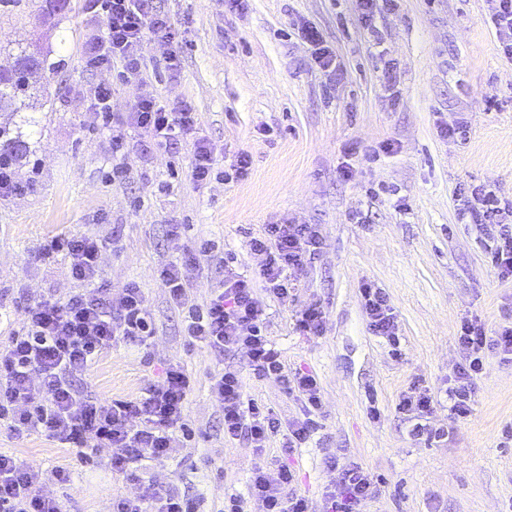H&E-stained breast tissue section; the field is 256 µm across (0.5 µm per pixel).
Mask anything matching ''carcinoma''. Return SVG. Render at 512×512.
I'll list each match as a JSON object with an SVG mask.
<instances>
[{
	"label": "carcinoma",
	"mask_w": 512,
	"mask_h": 512,
	"mask_svg": "<svg viewBox=\"0 0 512 512\" xmlns=\"http://www.w3.org/2000/svg\"><path fill=\"white\" fill-rule=\"evenodd\" d=\"M49 66L53 68L55 64L48 63L47 54L40 49H18L12 68L0 70V112H21L33 107L31 98L37 78ZM28 153L23 134L0 125V170L12 169Z\"/></svg>",
	"instance_id": "obj_1"
}]
</instances>
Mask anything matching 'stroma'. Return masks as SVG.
Listing matches in <instances>:
<instances>
[{
	"label": "stroma",
	"instance_id": "1",
	"mask_svg": "<svg viewBox=\"0 0 512 512\" xmlns=\"http://www.w3.org/2000/svg\"><path fill=\"white\" fill-rule=\"evenodd\" d=\"M155 4L180 43L173 69L144 42L151 88L161 102L190 105L229 177L194 184L188 143L161 147L135 128H123V155L113 158L91 91L110 85L119 114L138 89L118 70L87 66L106 36L89 0H69L57 24L35 4L0 15V68L13 63L8 48L18 42L40 45L60 64L42 78L36 110L0 114L21 127L35 156L15 170L18 191L0 196V346L20 329L28 304L80 287L65 253L44 255L45 245L92 235L105 245L100 284L117 293L136 283L155 336L146 350L115 344L79 387L101 400L137 395L160 385L170 363L194 383L184 414L195 437L178 459L152 468L160 489L196 498L199 512H224L256 467L272 471L286 461L295 472L290 492L324 512L338 464L354 461L377 487L364 512H512V441L504 437L512 429V363L487 353L466 420L451 419L442 401L461 359V322L480 321L491 335L512 324V279L491 265L485 228L461 212L465 192L482 183L512 200V63L499 53L486 0H398L371 29L357 0ZM305 23L331 50L334 76L300 40ZM462 117L467 136L443 138L442 128ZM241 152L250 165L235 178ZM117 162L124 178L112 176ZM268 224H314L321 233L315 257L292 270L288 298L262 300L266 336L288 371L316 376L322 408L301 447L285 449L277 436L259 453L247 440L225 438L214 377L237 369L246 396L285 424L307 417L301 399L277 378H256L244 354L190 343L186 312L158 271L178 263L198 306L228 266L263 287L250 241ZM367 284L385 293L399 346L372 332L361 295ZM312 304L324 314L319 336L297 327ZM415 387L438 398L429 422L444 437L412 435L398 404ZM0 452L70 470L71 481L44 487L63 512H112L117 496L139 492L107 466V448L84 464L47 436L0 433Z\"/></svg>",
	"mask_w": 512,
	"mask_h": 512
}]
</instances>
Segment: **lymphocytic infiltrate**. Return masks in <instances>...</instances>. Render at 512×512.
<instances>
[{"label": "lymphocytic infiltrate", "instance_id": "obj_1", "mask_svg": "<svg viewBox=\"0 0 512 512\" xmlns=\"http://www.w3.org/2000/svg\"><path fill=\"white\" fill-rule=\"evenodd\" d=\"M95 5L104 18L108 47L103 53H90L88 66H120L122 76L139 89L126 123L144 129L160 145L190 139V177L207 182L214 170L213 152L198 131L195 112L185 103L160 104L142 68L141 46L148 39L157 43L166 61L176 58L179 39L167 15L156 9L154 0H95ZM466 209L474 223L490 227L491 262L500 277L512 278V203H501L488 185L479 184L470 188ZM320 245L315 225H266L263 235L250 241L251 250L263 257L266 292L287 298L289 271L301 265L305 256L315 255ZM103 249L102 241L90 235L55 238L47 245V252H66L71 274L81 287L66 299L28 305L21 329L0 349V420L6 421L15 437L47 436L81 460L92 458L98 449H111L113 472L142 484L138 495L116 497L112 512H195L192 499L173 490L158 492L141 481L148 465L180 455L191 436L184 409L192 385L183 369L169 365L161 386L111 401L89 397L77 384L116 340L146 347L155 335L136 284H127L116 297L97 286ZM362 296L371 330L396 340L386 295L367 284ZM267 318V307L253 284L231 273L213 289L203 307L189 308L184 334L190 342L218 353L242 351L257 377L281 379L285 365L263 333ZM457 342L462 360L445 394L451 414L464 419L471 413L485 353L496 350L512 356V327L490 336L483 325L466 319L460 324ZM211 389L224 411V434L229 438L242 437L262 449L284 427L288 430L286 446L291 449L311 432L310 421L285 427L272 411L245 400L237 370L225 369ZM46 475L39 467L0 453V512H62L59 501L41 491ZM293 479L285 465L273 472L256 469L247 496L234 497L230 512H246L252 498L261 500L266 512H310L304 497L286 494ZM376 493L372 477L362 466L355 462L342 465L338 491L326 495V512H360L361 505Z\"/></svg>", "mask_w": 512, "mask_h": 512}]
</instances>
